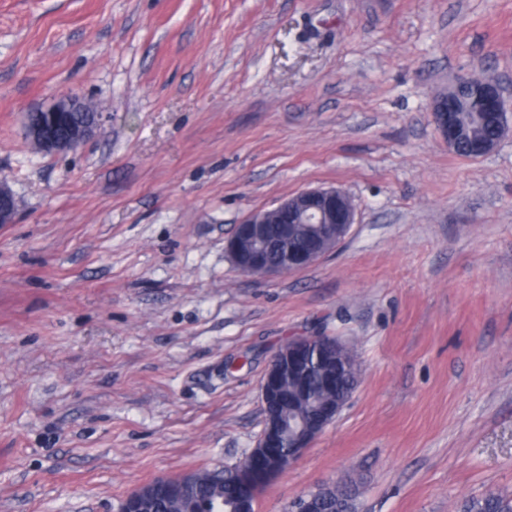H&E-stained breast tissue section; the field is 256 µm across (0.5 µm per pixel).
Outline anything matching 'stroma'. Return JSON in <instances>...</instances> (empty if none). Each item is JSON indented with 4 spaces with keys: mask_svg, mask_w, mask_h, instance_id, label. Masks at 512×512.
Segmentation results:
<instances>
[{
    "mask_svg": "<svg viewBox=\"0 0 512 512\" xmlns=\"http://www.w3.org/2000/svg\"><path fill=\"white\" fill-rule=\"evenodd\" d=\"M463 75L512 94V0H0V512L239 462L271 355L317 333L358 385L257 512L345 478L354 512L512 496V129L448 148ZM71 93L100 130L35 152L27 113ZM319 186L348 236L240 273L235 226ZM445 96H436L432 100L431 115L434 125L441 136L448 144V148L456 150L460 140L463 139V130L456 116V112H463L462 109L454 107L448 100V108L444 104ZM461 107L468 109L469 112H463L464 115L476 117L477 112H472L474 108L473 94H466L461 99ZM500 135H501L500 130L496 126L487 124V123H481L480 126L474 132L473 138L465 139L459 145V149L457 150L456 153L459 156L470 158L468 156L469 155L468 154V145L471 140L479 139V138L493 139L492 141H481V140L477 141L478 146L473 149L472 158L483 157V156L489 154L490 152H492L498 146L500 139H501V138H499ZM494 138H499V139H494ZM18 214L14 192L7 182L0 181V224L15 222Z\"/></svg>",
    "mask_w": 512,
    "mask_h": 512,
    "instance_id": "1",
    "label": "stroma"
}]
</instances>
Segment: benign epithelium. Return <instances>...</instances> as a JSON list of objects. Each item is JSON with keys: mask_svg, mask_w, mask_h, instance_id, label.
Listing matches in <instances>:
<instances>
[{"mask_svg": "<svg viewBox=\"0 0 512 512\" xmlns=\"http://www.w3.org/2000/svg\"><path fill=\"white\" fill-rule=\"evenodd\" d=\"M445 96L432 100L431 115L434 125L448 144L457 148L463 139V130L456 116L459 108L444 104ZM483 110L504 128L509 123V112L504 90L500 83L491 79L483 84ZM38 119L27 123V134L46 154L78 149L90 140L100 128L101 113L88 112L78 95H67L54 104L36 110ZM18 214L14 192L7 182L0 181V224H12ZM287 224H308L323 244L318 257H323L349 233L356 223V211L347 193L336 187H316L283 199L271 209L251 213L236 225L234 235L225 242V252L239 270L247 274L278 276L284 274L281 267L265 262L263 249L266 242V225L277 216ZM328 348L340 346V342L323 335L300 336L288 341L271 356L260 383L262 404L278 394L281 384L288 377L304 371L305 356L313 344ZM346 402H335L325 407L313 428L298 435L288 451V458L281 457V423L274 417H266L256 447L236 464L240 473L239 498L247 507L259 486L268 485L285 472L311 447L312 442L325 428L335 421ZM156 482L144 484L129 494L121 506V512H147L146 504L153 494Z\"/></svg>", "mask_w": 512, "mask_h": 512, "instance_id": "obj_1", "label": "benign epithelium"}]
</instances>
